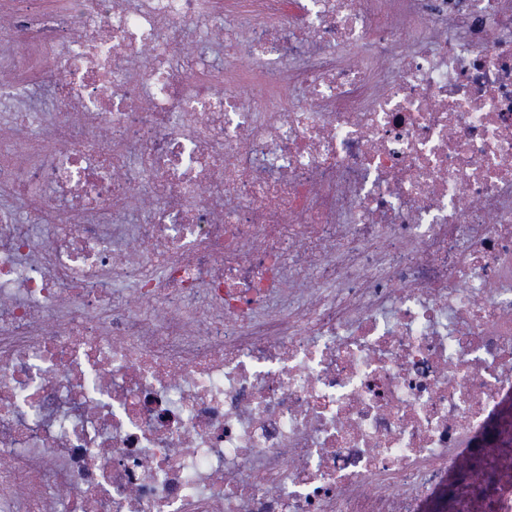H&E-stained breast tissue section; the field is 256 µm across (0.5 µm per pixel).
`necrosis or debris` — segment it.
<instances>
[{
	"mask_svg": "<svg viewBox=\"0 0 512 512\" xmlns=\"http://www.w3.org/2000/svg\"><path fill=\"white\" fill-rule=\"evenodd\" d=\"M0 512H512V0H0Z\"/></svg>",
	"mask_w": 512,
	"mask_h": 512,
	"instance_id": "4bbe7bcc",
	"label": "necrosis or debris"
}]
</instances>
